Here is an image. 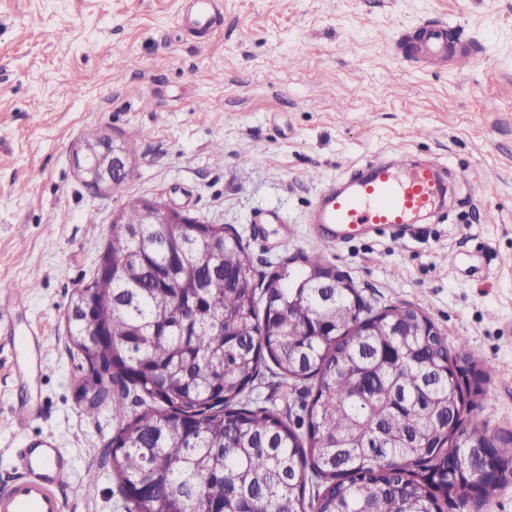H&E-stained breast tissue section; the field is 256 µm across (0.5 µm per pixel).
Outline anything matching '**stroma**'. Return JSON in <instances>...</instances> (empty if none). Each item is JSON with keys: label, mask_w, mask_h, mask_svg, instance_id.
<instances>
[{"label": "stroma", "mask_w": 512, "mask_h": 512, "mask_svg": "<svg viewBox=\"0 0 512 512\" xmlns=\"http://www.w3.org/2000/svg\"><path fill=\"white\" fill-rule=\"evenodd\" d=\"M190 4L0 0V298L22 292L0 329V485L18 474L13 449L52 438L71 459L63 512H132L112 471L122 419L80 403L88 365L66 314L135 199L224 225L263 273L321 253L374 309L410 305L449 345L466 339L492 368L473 413L512 458V0H217L201 36ZM436 15L458 25L467 71L398 47ZM92 131L136 136L121 186L84 183L75 154ZM402 153L453 176L447 215L319 239L308 216L324 187ZM33 328L41 365L20 388L13 364ZM254 395L300 414L302 393L270 372Z\"/></svg>", "instance_id": "obj_1"}]
</instances>
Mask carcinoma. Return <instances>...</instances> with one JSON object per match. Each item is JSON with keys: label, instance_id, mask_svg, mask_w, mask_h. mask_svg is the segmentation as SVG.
<instances>
[{"label": "carcinoma", "instance_id": "1", "mask_svg": "<svg viewBox=\"0 0 512 512\" xmlns=\"http://www.w3.org/2000/svg\"><path fill=\"white\" fill-rule=\"evenodd\" d=\"M68 332L91 372L79 396L112 405L109 370L135 396L112 438L134 512H443L454 497L492 499L509 466L501 457L499 476L485 474L486 423L463 425V395H486L490 379L467 342L448 348L420 309L369 308L319 253L262 277L224 225L156 224L152 207L129 206L104 266L75 291ZM272 365L311 383L307 422L251 407ZM462 467L471 488L426 482Z\"/></svg>", "mask_w": 512, "mask_h": 512}]
</instances>
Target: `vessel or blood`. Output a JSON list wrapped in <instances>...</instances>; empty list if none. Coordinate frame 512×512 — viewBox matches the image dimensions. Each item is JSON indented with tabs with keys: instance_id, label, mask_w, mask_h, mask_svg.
<instances>
[{
	"instance_id": "b4317fda",
	"label": "vessel or blood",
	"mask_w": 512,
	"mask_h": 512,
	"mask_svg": "<svg viewBox=\"0 0 512 512\" xmlns=\"http://www.w3.org/2000/svg\"><path fill=\"white\" fill-rule=\"evenodd\" d=\"M449 24L430 19L405 45L419 63L462 65L467 54L448 43ZM447 186L440 168L406 157L374 158L322 192L310 221L327 228L328 240L338 241L365 226L400 228L416 224L443 203ZM16 462L23 475L0 489V512H61L57 495L59 481L67 466L66 457L55 441L45 439L17 449Z\"/></svg>"
}]
</instances>
